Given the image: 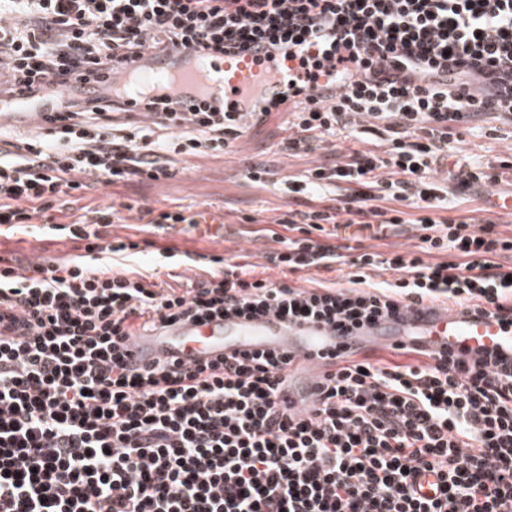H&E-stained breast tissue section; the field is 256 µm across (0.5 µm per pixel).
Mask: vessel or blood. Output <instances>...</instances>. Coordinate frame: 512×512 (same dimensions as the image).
Segmentation results:
<instances>
[{
  "label": "vessel or blood",
  "mask_w": 512,
  "mask_h": 512,
  "mask_svg": "<svg viewBox=\"0 0 512 512\" xmlns=\"http://www.w3.org/2000/svg\"><path fill=\"white\" fill-rule=\"evenodd\" d=\"M305 78L298 60L284 51L271 56L253 48L222 55L180 45L130 59L113 84L131 101L139 99L138 87L143 84L192 102L203 97L228 112H246L256 102L278 99L289 85ZM57 94V87L48 80L39 100L16 99L0 105V128L37 126ZM420 344L453 356L490 353L510 359L512 325L490 313L423 306L403 308L347 331L322 323H289L275 315L227 316L202 323L179 321L151 335L134 337L129 353L143 367L171 360L192 366L258 350L285 352L293 358L285 370L288 391L294 406L303 408L309 405L318 378L332 370L335 353L351 346Z\"/></svg>",
  "instance_id": "vessel-or-blood-1"
}]
</instances>
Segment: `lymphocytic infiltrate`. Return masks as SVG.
Masks as SVG:
<instances>
[{
	"instance_id": "f902f5d3",
	"label": "lymphocytic infiltrate",
	"mask_w": 512,
	"mask_h": 512,
	"mask_svg": "<svg viewBox=\"0 0 512 512\" xmlns=\"http://www.w3.org/2000/svg\"><path fill=\"white\" fill-rule=\"evenodd\" d=\"M174 45L286 49L313 80L341 67L336 94L294 103L276 145L356 143L285 179L293 206L268 232L281 279L219 255L178 284L114 262L181 266L155 237L204 215L142 203L146 238H113L123 206L96 204L98 186L170 178L177 156L224 152L270 114L124 100L113 72ZM0 69V96L47 76L59 89L38 132L0 149V228L37 222L76 248L0 256V512H512V360L349 351L295 410L284 354L126 359L133 337L180 319L358 327L422 302L512 319V235L448 213L449 196L512 177L506 159L455 161L475 121L512 128V0H0ZM91 78L92 95L74 90ZM400 226L414 249L365 247ZM312 269L343 286L288 283Z\"/></svg>"
}]
</instances>
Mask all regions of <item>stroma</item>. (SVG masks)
<instances>
[{
	"instance_id": "stroma-1",
	"label": "stroma",
	"mask_w": 512,
	"mask_h": 512,
	"mask_svg": "<svg viewBox=\"0 0 512 512\" xmlns=\"http://www.w3.org/2000/svg\"><path fill=\"white\" fill-rule=\"evenodd\" d=\"M285 120V113H273L266 124L247 135L246 148L241 153L189 157L177 164L172 179L145 181L116 189L103 187L96 194L97 201L108 204L117 200L131 204L145 199L158 209L172 202L198 204L207 211L211 228L218 231L219 236L211 240L196 233L171 232V240L177 242L180 249L230 257L237 263L254 266L257 276L276 277L277 272L269 268L266 256L277 250L278 245L250 233L248 220L263 213L271 217L286 212L288 198L277 190L252 184L245 177V166L274 149L283 135ZM463 138L471 163L483 164L497 157L512 156V130L504 128L492 132L482 125L466 131ZM0 248L14 252L25 263L38 257H63L71 252L70 242L39 239L34 227L0 240Z\"/></svg>"
}]
</instances>
